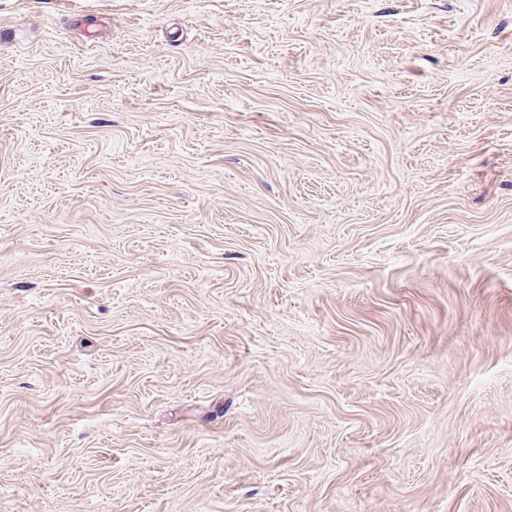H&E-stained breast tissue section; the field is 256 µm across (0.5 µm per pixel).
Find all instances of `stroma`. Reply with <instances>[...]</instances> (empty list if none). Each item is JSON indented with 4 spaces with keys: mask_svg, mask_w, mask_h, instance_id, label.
Segmentation results:
<instances>
[{
    "mask_svg": "<svg viewBox=\"0 0 512 512\" xmlns=\"http://www.w3.org/2000/svg\"><path fill=\"white\" fill-rule=\"evenodd\" d=\"M0 512H512V0H0Z\"/></svg>",
    "mask_w": 512,
    "mask_h": 512,
    "instance_id": "obj_1",
    "label": "stroma"
}]
</instances>
